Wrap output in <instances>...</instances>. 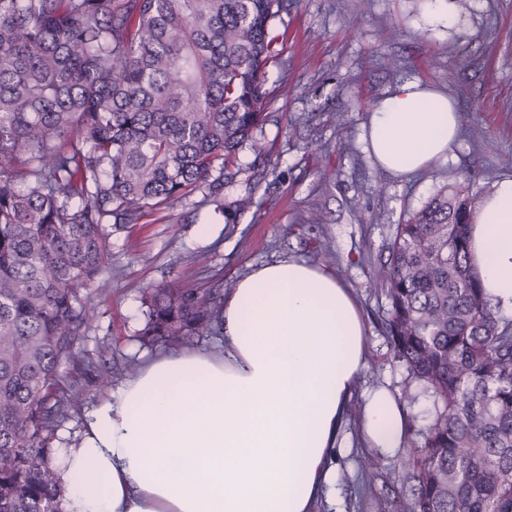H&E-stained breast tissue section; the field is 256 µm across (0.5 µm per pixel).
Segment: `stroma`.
Listing matches in <instances>:
<instances>
[{"mask_svg":"<svg viewBox=\"0 0 512 512\" xmlns=\"http://www.w3.org/2000/svg\"><path fill=\"white\" fill-rule=\"evenodd\" d=\"M458 23L427 22L428 0H291L272 22L283 42L266 68L269 97L254 137L270 163L213 196L202 183L185 198L147 212L135 224H109V287L81 291L87 311L84 362L65 365L80 402L55 428L50 447L72 444L86 413L118 386L153 347L138 336L148 320L150 288L229 292L253 266L281 258L333 272L351 288L368 328L369 368L336 445L338 495L320 512H398L406 452L368 448L356 418L362 395L384 387L401 395L405 369L391 353L383 322L389 307L370 282L397 224L445 184L468 181L474 196L512 177V0H450ZM417 80L458 103L463 136L447 161L397 176L370 157L367 118L398 85ZM291 90L276 94L278 85ZM251 195L225 223L221 206ZM215 225L209 236L199 233ZM107 363L109 384L96 367Z\"/></svg>","mask_w":512,"mask_h":512,"instance_id":"obj_1","label":"stroma"}]
</instances>
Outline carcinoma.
Here are the masks:
<instances>
[{"label":"carcinoma","mask_w":512,"mask_h":512,"mask_svg":"<svg viewBox=\"0 0 512 512\" xmlns=\"http://www.w3.org/2000/svg\"><path fill=\"white\" fill-rule=\"evenodd\" d=\"M288 0H0V512H60L48 441L79 401L63 362L103 225L241 173L262 120L270 21ZM469 183L396 226L372 283L409 383L433 397L403 512H512V319L484 294ZM145 343L221 336L224 296L153 288Z\"/></svg>","instance_id":"obj_1"}]
</instances>
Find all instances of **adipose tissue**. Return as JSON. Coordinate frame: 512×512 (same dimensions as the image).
Returning <instances> with one entry per match:
<instances>
[{"instance_id": "adipose-tissue-1", "label": "adipose tissue", "mask_w": 512, "mask_h": 512, "mask_svg": "<svg viewBox=\"0 0 512 512\" xmlns=\"http://www.w3.org/2000/svg\"><path fill=\"white\" fill-rule=\"evenodd\" d=\"M460 134L454 99L416 81L367 123L371 156L397 175L447 159ZM469 238L482 288L512 311V179L482 199ZM223 327L220 349L144 358L55 449L61 512H316L335 494L337 437L369 361L350 290L304 261L261 264L225 297ZM405 413L368 394L366 443L402 451Z\"/></svg>"}]
</instances>
